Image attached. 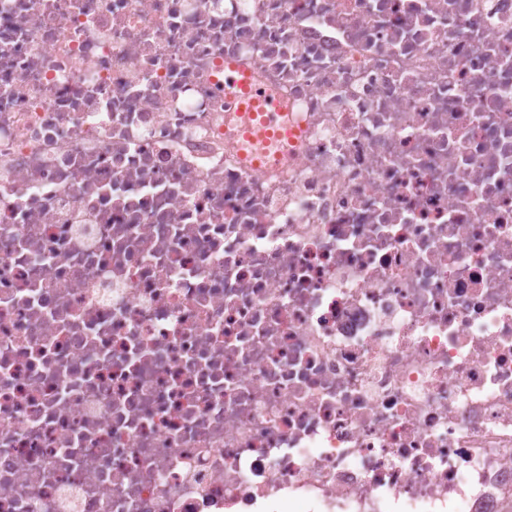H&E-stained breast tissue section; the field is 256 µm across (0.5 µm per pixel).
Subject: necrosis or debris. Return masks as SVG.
<instances>
[{
	"label": "necrosis or debris",
	"instance_id": "obj_1",
	"mask_svg": "<svg viewBox=\"0 0 512 512\" xmlns=\"http://www.w3.org/2000/svg\"><path fill=\"white\" fill-rule=\"evenodd\" d=\"M303 505L512 512V0H0V512ZM250 103L261 105L262 125L272 129H280L283 126L284 112H282V107L278 103L268 100L262 103L259 99L254 98L250 99Z\"/></svg>",
	"mask_w": 512,
	"mask_h": 512
}]
</instances>
